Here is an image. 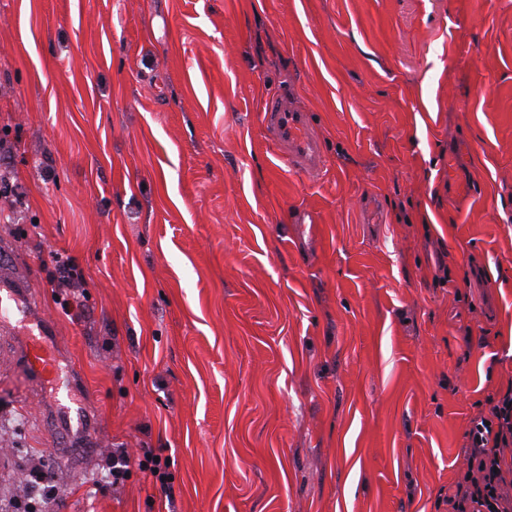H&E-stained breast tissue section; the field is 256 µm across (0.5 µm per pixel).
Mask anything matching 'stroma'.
<instances>
[{
	"label": "stroma",
	"instance_id": "stroma-1",
	"mask_svg": "<svg viewBox=\"0 0 512 512\" xmlns=\"http://www.w3.org/2000/svg\"><path fill=\"white\" fill-rule=\"evenodd\" d=\"M275 90L319 175L266 149ZM0 174V276L97 432L1 367L0 512L36 470L52 512H448L512 385V0H0ZM120 448L166 482L99 480ZM52 271L49 281L56 288H84V278L73 259L59 252H50ZM79 371L71 366L65 382L53 388V403L48 409L50 421L67 444L72 440L92 441L91 422L86 404L75 394Z\"/></svg>",
	"mask_w": 512,
	"mask_h": 512
}]
</instances>
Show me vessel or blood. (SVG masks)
<instances>
[{
	"instance_id": "vessel-or-blood-1",
	"label": "vessel or blood",
	"mask_w": 512,
	"mask_h": 512,
	"mask_svg": "<svg viewBox=\"0 0 512 512\" xmlns=\"http://www.w3.org/2000/svg\"><path fill=\"white\" fill-rule=\"evenodd\" d=\"M266 140L277 159L296 171L315 175L323 165L322 144L312 132L310 116L304 109L289 103L287 96H266L261 107ZM18 311L30 318L25 292L11 284L0 286V317ZM16 359L26 367L38 386L53 385V403L48 416L64 441L90 442L91 422L86 404L75 394L77 369H69L65 382H57L59 356L45 331L20 333L16 336Z\"/></svg>"
}]
</instances>
